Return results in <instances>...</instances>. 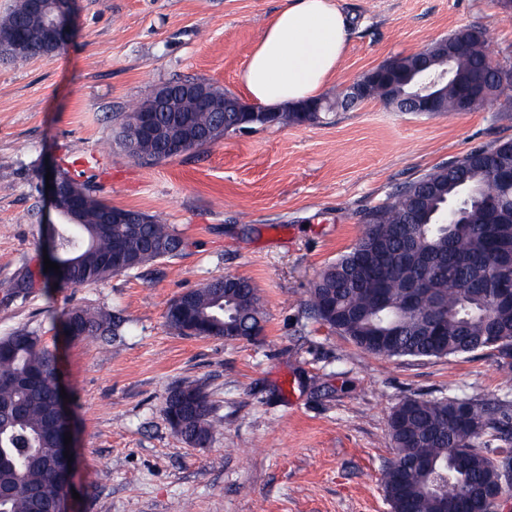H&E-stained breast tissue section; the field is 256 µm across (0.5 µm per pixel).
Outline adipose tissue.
<instances>
[{"mask_svg":"<svg viewBox=\"0 0 512 512\" xmlns=\"http://www.w3.org/2000/svg\"><path fill=\"white\" fill-rule=\"evenodd\" d=\"M346 30L335 0H292L263 26L239 74L241 87L272 110L318 99L346 53Z\"/></svg>","mask_w":512,"mask_h":512,"instance_id":"1","label":"adipose tissue"}]
</instances>
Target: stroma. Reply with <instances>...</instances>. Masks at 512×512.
Masks as SVG:
<instances>
[{
	"label": "stroma",
	"mask_w": 512,
	"mask_h": 512,
	"mask_svg": "<svg viewBox=\"0 0 512 512\" xmlns=\"http://www.w3.org/2000/svg\"><path fill=\"white\" fill-rule=\"evenodd\" d=\"M289 0H79L58 53L0 55V337L26 328L57 359L72 436L68 512H390L392 411L408 398L512 404V373L484 350L385 358L316 320L310 289L349 250L363 215L428 170L512 140V94L473 111L398 112L378 99L311 124L231 132L152 164L118 144L122 116L159 84L198 79L242 96L238 73ZM347 51L322 98L462 27L482 30L512 68V10L499 0H336ZM102 165L74 166L91 148ZM68 168L103 202L175 225L181 254L84 288L44 269L41 177ZM32 276L34 286L18 291ZM224 275L257 289L250 340L184 336L166 322L183 292ZM119 315L107 342L64 331L69 309ZM197 382L213 410L203 447L163 413L167 390Z\"/></svg>",
	"instance_id": "obj_1"
}]
</instances>
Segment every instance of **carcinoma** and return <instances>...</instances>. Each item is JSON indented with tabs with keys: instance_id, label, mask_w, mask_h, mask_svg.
<instances>
[{
	"instance_id": "1",
	"label": "carcinoma",
	"mask_w": 512,
	"mask_h": 512,
	"mask_svg": "<svg viewBox=\"0 0 512 512\" xmlns=\"http://www.w3.org/2000/svg\"><path fill=\"white\" fill-rule=\"evenodd\" d=\"M24 2L0 17V32L25 24ZM456 82L441 87L444 111L455 113L456 97L469 90L480 101L493 94L495 81L481 79L490 57L483 33L461 28L448 36ZM402 82L373 86L367 98L389 104L411 91L407 81L416 55L395 59ZM127 113L119 143L133 158L167 160L154 143L129 149ZM176 112L160 113L161 128L173 137L190 134ZM194 125L210 130L208 143L238 131L236 113H224V125L211 112L192 113ZM318 112L285 109L281 126L314 123ZM499 165L512 167V140L474 149L436 166L402 186L393 201L366 214V228L349 251L327 265L310 292V309L322 323L364 351L387 358H442L480 349L495 351L512 370V304L495 302L500 288L512 289V183L495 179ZM85 196L84 223L57 225L52 248L71 263L56 279L60 288H81L117 273L111 256L122 252L140 267L172 258L184 240L157 215L146 224H99L107 203L86 185L73 181ZM469 200L460 222L446 224L444 211ZM166 322L182 334L191 319L237 323L238 336L261 333L263 312L248 279L224 287L213 277L179 298ZM124 320L104 310L75 307L67 313L66 332L74 337L117 336ZM57 361L40 337L17 329L0 337V485L12 493L0 498V512H56L62 481L51 463L58 453L59 419L55 409ZM211 405L200 386L183 382L164 401L166 419L187 443L206 445L211 438ZM389 428L395 457L383 476L392 512H444L450 501L460 512H484V492L512 481V413L457 397L409 398L391 414Z\"/></svg>"
}]
</instances>
